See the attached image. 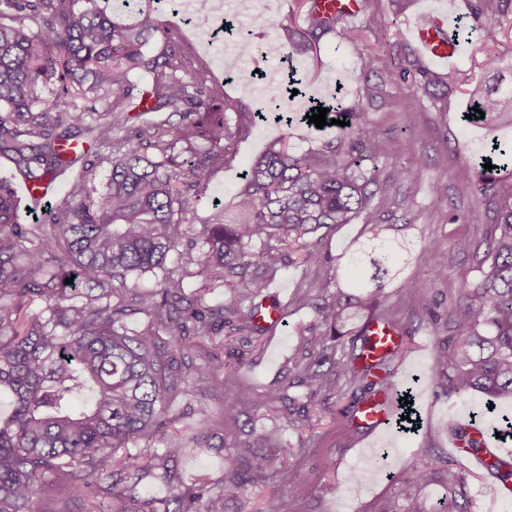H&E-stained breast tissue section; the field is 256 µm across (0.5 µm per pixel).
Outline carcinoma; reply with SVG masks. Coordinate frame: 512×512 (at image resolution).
Segmentation results:
<instances>
[{"instance_id":"1","label":"carcinoma","mask_w":512,"mask_h":512,"mask_svg":"<svg viewBox=\"0 0 512 512\" xmlns=\"http://www.w3.org/2000/svg\"><path fill=\"white\" fill-rule=\"evenodd\" d=\"M506 0H471L466 33L486 45L498 42L497 15ZM154 0H0V155L23 182L40 188L64 170L80 172L64 197L43 214L20 222L11 184L0 180V393L12 407L0 421V512H34L48 477L56 497L82 499L81 512H227L281 450L264 432L236 444L218 484L188 485L178 470L187 448L208 449L224 421L206 400L244 396L224 364L194 365L195 346L224 327L262 334L256 321L270 279L287 261L284 247L301 252L304 273L326 262L318 230L364 224L370 233L336 258V271L355 277L363 296L330 284L309 301L325 329L299 330L308 361L295 364L309 395L353 389L352 407L377 398L394 353L370 362L369 325L403 335L409 317L388 305V269L373 254L399 262L408 243L387 223L385 207L408 213L414 202L388 197L380 165L396 157L364 111L329 109L347 122L343 144L297 153L283 136L242 174L241 209L232 220L215 211L194 234V204L215 169L234 158V146L253 123L272 115L291 124L285 106L270 99L250 112L224 94L205 66L184 47L181 31L152 19ZM303 48L339 31L349 39L361 70L376 73L381 57L361 42L360 29L343 17L323 19L307 10ZM161 42L153 53L151 40ZM387 82L406 87L404 106L417 112L423 99L448 98L442 74L408 54L386 71ZM385 82V83H387ZM385 83H366L363 98L385 96ZM465 122L495 130L512 126V90L477 83ZM493 168H484L485 162ZM110 175L97 191V169ZM512 166V144L490 140L482 154L457 169L458 181L493 212L479 275L446 306L425 302L414 313L433 336L431 378L448 393L480 396L478 417H492L512 438V417L497 414L512 399V185L495 177ZM441 247L423 246L434 275L446 278ZM150 273L154 289L133 291L129 278ZM202 277L194 293L188 277ZM73 279L70 284L67 279ZM221 281L229 299L205 296ZM142 318L130 330L127 320ZM198 399V420L187 438L169 431L163 414L178 395ZM291 414L295 399L282 390L263 398ZM138 438L151 444L134 455L118 450ZM495 478L512 484V464H491ZM442 476L440 457L428 456L416 479H407L384 512H420L415 482ZM150 479L169 496L144 494Z\"/></svg>"}]
</instances>
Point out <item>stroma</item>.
<instances>
[{"label": "stroma", "instance_id": "35a3bbf8", "mask_svg": "<svg viewBox=\"0 0 512 512\" xmlns=\"http://www.w3.org/2000/svg\"><path fill=\"white\" fill-rule=\"evenodd\" d=\"M447 7L455 19L469 13L466 0H371L366 12L355 20L363 28L366 41L385 60L391 63L410 52L413 45L409 29L429 12ZM305 7L295 0H224L225 20L223 39L206 43L202 32L216 24L213 15L198 16L195 26L184 29L187 48L216 72L227 94L243 107L250 108L258 95L277 89L280 81L297 76L302 82V97L293 102L294 109L306 107L307 95L337 96L343 106L359 101L365 75L359 67L352 44L338 33L324 35L316 48L305 54H290L278 38L280 28L291 31L306 29ZM250 35L253 42L266 45L265 56L238 57L236 45L240 35ZM467 56L448 78L453 93L448 100H424L417 112L403 108L404 89L388 86L383 100L368 105L365 118L378 130L381 138L398 148V163L410 175L403 179L391 176L390 168H383L390 193L409 197L414 206L406 219L407 234L414 242L410 257L402 267L401 276L425 283L423 293H412L398 282L386 286L395 315H409L428 298L446 301L454 298L458 288L473 282L476 267L483 252L477 244L482 240L485 224L491 216H483L482 226L467 224L466 218L476 206L471 190L459 186L453 171L463 161L477 154L491 137L512 141V129L488 131L481 126L463 124L461 116L467 109L466 90L469 82L483 77L482 62L485 49L476 42L467 46ZM238 57L239 70L223 71L219 57ZM260 70L263 81L253 83L246 76ZM287 136L294 150L302 152L325 142H337L335 128L314 129L302 124L288 130L259 124L248 129L235 145L236 155L230 166L213 173L205 195L196 202V220L204 222L213 202L236 210L241 199L238 187L246 166L260 155L268 144ZM448 158V172H441L431 164L440 156ZM441 184V192H433V184ZM438 242L448 265V276L439 280L421 254L423 244ZM333 275L332 266H324L316 273L303 275L299 262L293 261L279 270L268 285V295L276 297L289 312L282 323L264 334L235 332L224 335L223 342L214 346V353L233 366L237 384L252 393H267L287 389L309 407L308 418L288 423L285 414L277 409H266L252 402L233 398H215L210 405L224 417L219 434L226 445L207 451L188 449L182 459L181 470L185 482L203 476L216 480L224 474V460L229 457L230 442L251 439L262 430H278L287 460L295 465L300 477L293 495L278 493L277 466H270L260 485L250 487L246 495L233 503L232 512H263L267 500H274L278 512H288L292 496L306 498L311 512H383L387 502L398 492L400 482L410 467L422 466L428 454L440 455L444 470L461 477L456 489L441 484L426 486L420 491L425 512H438L442 501L454 497L468 501L470 512H505L507 501L497 499L491 490L493 479L488 474L461 463L450 448L448 426L472 409L475 400L470 396L447 395L436 391L429 380L433 363V338L428 327H419L415 334L404 337L394 363L399 374L410 380V392L420 416V428L414 433L391 430L376 437L368 428L352 426L347 407L351 401L350 389L331 398L309 397L305 387L299 386L292 372V360L297 357V331L304 326L322 330L323 323L308 307L304 298L318 294L322 285ZM385 449L388 459L379 469L367 465V456L373 448ZM358 479V486L345 488L348 477ZM344 487L343 497H336L332 485Z\"/></svg>", "mask_w": 512, "mask_h": 512}]
</instances>
